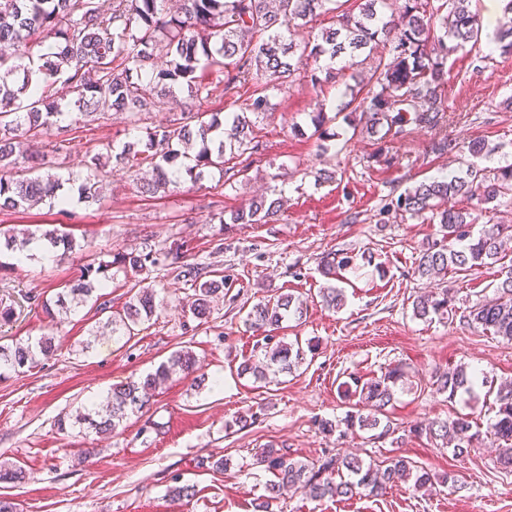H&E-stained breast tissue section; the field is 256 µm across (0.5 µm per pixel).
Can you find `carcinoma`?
<instances>
[{
	"label": "carcinoma",
	"mask_w": 512,
	"mask_h": 512,
	"mask_svg": "<svg viewBox=\"0 0 512 512\" xmlns=\"http://www.w3.org/2000/svg\"><path fill=\"white\" fill-rule=\"evenodd\" d=\"M164 0H0V212H18L36 204L65 210L77 192L78 201H101L102 169L99 153L89 156V173L63 177L45 169L44 157L31 149V141L42 131L56 127L70 132L63 119L69 113L60 109L54 92L59 84L74 94L73 107L86 121L115 112L132 119L174 99L183 90L197 98L211 95L207 76L221 74L222 94H247L246 111L229 112L224 119L193 108L189 102L165 126L146 129L145 135L127 143L115 160L132 175L145 170L151 177L140 182L142 193L152 197L181 182L187 174L197 181L205 171L231 173L225 154L239 160L246 170L261 155L263 143L247 112L262 114L267 107L266 91L282 90L303 68L313 87L336 77L351 80L346 85L348 100L338 111L360 113L353 131L385 139L408 134L406 126L436 129L443 125L448 84V58L465 45L481 40L482 24L471 10L470 0H402L398 11H385L387 0H181L173 13L163 9ZM503 21L495 42L504 53H512V0H503ZM330 23L313 33L312 23L322 16ZM51 40L46 52L33 55L27 47L34 34ZM165 59V67L151 69L155 58ZM462 149L448 136L432 141L437 155ZM512 195V164L491 172L472 164L457 174L422 181L389 199L385 210L411 218L429 215L439 220L443 239L468 240L455 249L436 241L420 251L414 274L419 278L469 272L502 262L509 256L512 225L484 224L472 239L468 227L478 220L467 208L448 202L458 197L485 205ZM285 206L281 197L260 196L245 208L219 214L221 224H267L277 219ZM0 241L10 251L24 252L34 242L52 249L72 252L83 248L73 234L56 224H17L0 227ZM188 245L173 242L155 250L117 251L109 259L93 257L81 270L80 278L51 299L27 295L25 299L41 308L47 317L60 320L78 312L90 300L95 310L107 314L104 326L112 336H130L134 327L150 320L157 312V293L151 285H141L125 302L122 311H112L110 301L98 291L112 283V268L139 272L160 265L167 274L191 283L193 294L188 310L199 320L211 314V303L224 294V279L211 278L207 266L189 262ZM351 257L342 253L323 260L327 275L347 270ZM492 303L476 304L463 316L467 324L512 341V273L497 285ZM303 302L282 295L274 302H259L247 315L249 328L273 339L285 317L301 318ZM418 319L432 315H456L448 299V289L421 295L413 301ZM318 344L277 343L262 347L264 360L241 363L240 372L256 380L267 378L266 368L279 366L290 372L315 354ZM57 347L50 336L17 339L0 345V376L30 367L51 358ZM195 356L187 350L173 353L167 362L142 381L115 386L106 404L90 401L75 416L97 433L116 434L131 416L147 403L146 391L169 380L174 373L193 378L202 385L205 375ZM403 377L394 367L379 378L362 381L351 375L342 382L343 396L355 400L353 410L339 420L345 436L356 430L381 429L378 437L390 434L391 425L382 423ZM436 388L456 397H473L476 389L494 395V416L487 423V434L498 442L497 464L501 472L512 473V382L494 383L459 365L436 376ZM477 423L467 414L455 412L444 421H432L413 429L452 447L455 456L467 454L479 437ZM257 463L272 473L265 494L255 504L256 512H271L274 502L290 487L301 490L312 500L352 497L365 494L382 497L400 481L412 482L415 491L436 483L431 471L403 456L382 461H366L356 456L324 454L313 462L288 456L270 446ZM25 479L22 468L0 462V483Z\"/></svg>",
	"instance_id": "obj_1"
}]
</instances>
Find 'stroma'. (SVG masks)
Returning <instances> with one entry per match:
<instances>
[{
	"instance_id": "35a3bbf8",
	"label": "stroma",
	"mask_w": 512,
	"mask_h": 512,
	"mask_svg": "<svg viewBox=\"0 0 512 512\" xmlns=\"http://www.w3.org/2000/svg\"><path fill=\"white\" fill-rule=\"evenodd\" d=\"M472 7L481 14L483 36L448 60L442 130L464 144L484 142L476 162L493 169L512 164V53L501 52L493 41L502 0H472ZM344 90L343 83L331 82L318 94L301 77L288 91L271 92L266 115L256 120L263 155L232 183L208 173L199 182H182L164 198L149 199L125 170L111 168L101 203L75 202L66 214L44 205L0 213V225L59 224L90 246L86 252L23 260L0 252V300L19 304L16 321L0 326V344L50 332L57 346L51 359L0 377V460L26 473L23 482L0 483V496L12 499L18 512H254L270 478L254 460L270 444L302 461L325 451L378 460L397 451L455 479L454 486L432 495L403 482L379 498L314 501L296 491L273 503V512H512V475L499 472L490 438H482L468 456L456 457L409 433L410 427L447 419L454 411L432 384L436 370L462 364L500 382L512 380V342L457 318L424 321L412 313L416 296L443 288L461 312L494 297L499 267L414 277L420 250L439 238L440 226L424 218L401 219L384 208L389 195L461 170L462 162L431 153L434 133L427 128L379 145L353 134L336 113ZM321 106L333 133L329 139L314 132L312 118ZM176 110L163 104L142 114L135 126L106 114L80 122L68 154L53 153L52 130L38 137V149L54 172L83 175L87 153L120 150L144 128L165 124ZM322 168L333 171L334 179L317 180ZM266 192L286 199L277 222L216 220V213L236 210ZM176 240L187 242L191 261L208 263L224 276V297L207 320L195 319L185 307L190 285L159 266L117 273L112 282L116 311L138 281L160 286L161 310L126 341L108 333L89 337L94 308H81L54 329L40 308L22 301L27 292L54 297L79 276L89 253L130 251L147 243L159 249ZM338 252L351 256L352 267L334 281L324 276L321 261ZM331 284L344 291L341 308L327 307L319 295ZM287 293L306 301L307 312L302 319L284 320L276 338L318 342L316 354L263 383L238 374L239 364L264 344L246 326L248 312ZM180 349L195 354L207 386L173 377L119 435L59 430L60 417L75 416L81 405L105 397L114 386L143 379ZM397 365L405 382L389 418L402 438L400 448L386 439L371 440L365 431L342 437L319 430V421L341 419L348 411L338 385L349 374L367 380ZM254 411L261 414L255 424L235 427L236 418ZM218 458L228 461L221 473L210 467ZM177 482L195 486L191 501L169 497Z\"/></svg>"
}]
</instances>
